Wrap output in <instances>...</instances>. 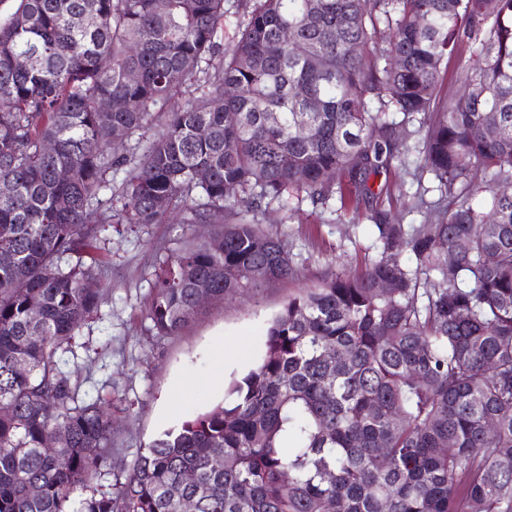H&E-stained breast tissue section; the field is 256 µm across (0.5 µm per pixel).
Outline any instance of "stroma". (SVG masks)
Wrapping results in <instances>:
<instances>
[{
  "label": "stroma",
  "instance_id": "1",
  "mask_svg": "<svg viewBox=\"0 0 512 512\" xmlns=\"http://www.w3.org/2000/svg\"><path fill=\"white\" fill-rule=\"evenodd\" d=\"M368 185L372 194L361 199L350 224L337 223L331 212L313 216L307 201L289 210L271 206L264 225L287 231L307 284L333 270L364 269L377 253L371 232L376 214L420 224L421 214L408 211L399 192H419L429 202L439 197L431 175L417 178L401 169L372 176ZM196 231L172 215L159 224H108L99 233L102 273L112 290L65 356L68 365L80 369L79 400L112 402V457L93 479L94 488L111 490L139 448L222 403L229 383L259 363L269 319L299 288L293 281L276 282L234 301L212 302L182 334L155 335L144 308L158 260Z\"/></svg>",
  "mask_w": 512,
  "mask_h": 512
}]
</instances>
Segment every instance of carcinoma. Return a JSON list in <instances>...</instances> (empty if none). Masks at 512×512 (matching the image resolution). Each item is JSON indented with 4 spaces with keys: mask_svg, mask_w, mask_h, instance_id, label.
<instances>
[{
    "mask_svg": "<svg viewBox=\"0 0 512 512\" xmlns=\"http://www.w3.org/2000/svg\"><path fill=\"white\" fill-rule=\"evenodd\" d=\"M224 4L17 0L0 21V512H512V0H253L228 46ZM415 135L441 192L423 223L378 219L377 255L298 289L224 404L140 449L113 495L75 496L112 455V403L79 404L62 363L112 288L99 225L224 214L156 271L146 319L174 336L201 288L298 279L270 205L343 214Z\"/></svg>",
    "mask_w": 512,
    "mask_h": 512,
    "instance_id": "carcinoma-1",
    "label": "carcinoma"
}]
</instances>
